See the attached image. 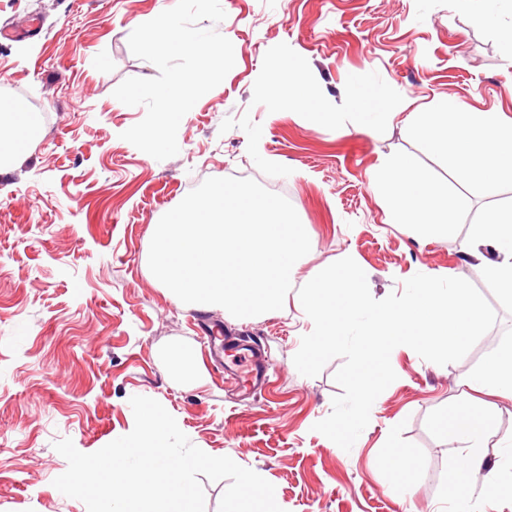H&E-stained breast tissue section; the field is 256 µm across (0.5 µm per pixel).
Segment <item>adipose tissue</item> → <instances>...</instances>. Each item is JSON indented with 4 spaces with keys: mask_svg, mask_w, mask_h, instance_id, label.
Returning <instances> with one entry per match:
<instances>
[{
    "mask_svg": "<svg viewBox=\"0 0 512 512\" xmlns=\"http://www.w3.org/2000/svg\"><path fill=\"white\" fill-rule=\"evenodd\" d=\"M410 127L425 147L445 153L467 179L479 185L484 197L499 195L501 181L512 176V124L492 112H471L440 101L435 110L413 112ZM0 126L10 132V150L0 153V168L21 162L32 129L22 113L0 102ZM372 183L380 192L389 223L403 226L417 238L443 236L456 223L457 210L447 194L440 192L424 169L406 159L385 158L372 173ZM493 248L495 258H487L485 248ZM468 255L483 266L499 294L512 301V206L486 211L473 225ZM491 414L456 428L452 437L464 443L467 454L450 459L449 467L467 472L485 471L489 485L500 481L498 467H485L477 450L492 437Z\"/></svg>",
    "mask_w": 512,
    "mask_h": 512,
    "instance_id": "1",
    "label": "adipose tissue"
}]
</instances>
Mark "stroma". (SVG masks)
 I'll list each match as a JSON object with an SVG mask.
<instances>
[{
	"label": "stroma",
	"mask_w": 512,
	"mask_h": 512,
	"mask_svg": "<svg viewBox=\"0 0 512 512\" xmlns=\"http://www.w3.org/2000/svg\"><path fill=\"white\" fill-rule=\"evenodd\" d=\"M176 0H0V24L24 36L0 42V100L32 113L40 134L21 166L0 172V512H87L53 481L68 438L98 451L134 427L129 400L160 402L190 441L272 483L284 512H444L461 486L483 512H512V480L482 491V477L449 470L461 451L451 428L477 417L485 395L471 380L512 347V301L491 287L465 251L495 200L429 151L403 117L443 99L512 120V6L490 19L462 0H221L215 28L235 65L183 117L179 152L159 161L122 139L144 107L113 96L130 77L158 69L128 38ZM303 68L329 111L351 109L356 89L383 91L397 111L378 137L337 136L335 120L272 107L260 87L287 61ZM387 155L427 170L457 201L451 234L417 239L388 223L371 174ZM259 178L284 185L311 242L281 310L236 318L179 303L150 271L153 227L195 177ZM355 253L373 298L402 292L418 265L472 282L497 322L460 361L444 366L396 347V380L380 394L351 450L315 432L341 389V359L314 377L293 357L310 320L296 307L305 278ZM260 344L270 384L244 398L225 391L201 358L208 328ZM197 355L175 376L160 355ZM412 497L393 493L394 478Z\"/></svg>",
	"instance_id": "35a3bbf8"
}]
</instances>
